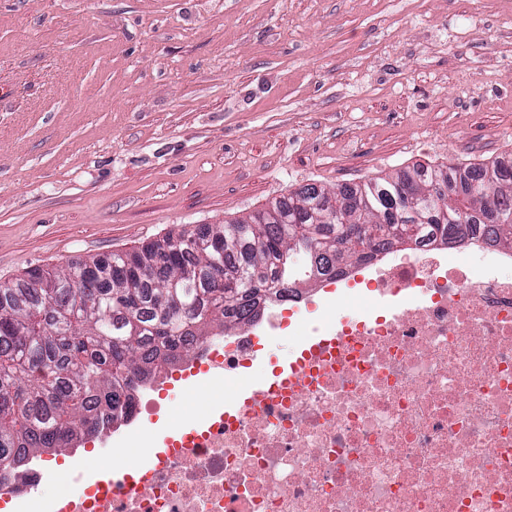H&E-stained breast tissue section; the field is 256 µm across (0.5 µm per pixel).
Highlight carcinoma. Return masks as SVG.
<instances>
[{
    "label": "carcinoma",
    "instance_id": "carcinoma-1",
    "mask_svg": "<svg viewBox=\"0 0 512 512\" xmlns=\"http://www.w3.org/2000/svg\"><path fill=\"white\" fill-rule=\"evenodd\" d=\"M454 191L448 198L441 187ZM417 192L413 201L404 188ZM306 185L244 218L169 233L88 265L28 270L0 283V477L35 453H55L97 433L99 419L132 405L131 384L176 362L192 344L249 322L259 303L314 265L356 262L428 239L460 244L487 233L512 246V160L418 165L396 176ZM346 224L379 232L338 254ZM164 254L168 263L156 265ZM307 259L301 271L296 258ZM232 275L217 284L211 271ZM95 293L78 287L93 270ZM165 295L169 302L158 304Z\"/></svg>",
    "mask_w": 512,
    "mask_h": 512
}]
</instances>
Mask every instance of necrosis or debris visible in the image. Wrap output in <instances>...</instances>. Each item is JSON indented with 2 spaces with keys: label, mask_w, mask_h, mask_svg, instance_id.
<instances>
[{
  "label": "necrosis or debris",
  "mask_w": 512,
  "mask_h": 512,
  "mask_svg": "<svg viewBox=\"0 0 512 512\" xmlns=\"http://www.w3.org/2000/svg\"><path fill=\"white\" fill-rule=\"evenodd\" d=\"M512 249L390 250L261 303L236 333L195 345L208 408L158 432L140 381L98 439L109 463L72 453L70 495L42 459L0 483V512H512ZM286 342L270 359L263 343Z\"/></svg>",
  "instance_id": "necrosis-or-debris-1"
}]
</instances>
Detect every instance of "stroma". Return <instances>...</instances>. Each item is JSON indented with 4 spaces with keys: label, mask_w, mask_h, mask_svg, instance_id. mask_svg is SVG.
I'll return each instance as SVG.
<instances>
[{
    "label": "stroma",
    "mask_w": 512,
    "mask_h": 512,
    "mask_svg": "<svg viewBox=\"0 0 512 512\" xmlns=\"http://www.w3.org/2000/svg\"><path fill=\"white\" fill-rule=\"evenodd\" d=\"M502 156L512 0H0V282Z\"/></svg>",
    "instance_id": "1"
}]
</instances>
